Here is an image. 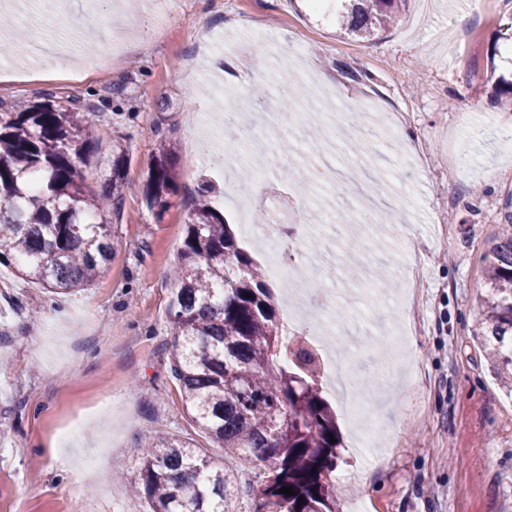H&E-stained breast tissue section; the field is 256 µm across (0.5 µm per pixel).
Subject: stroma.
Masks as SVG:
<instances>
[{
	"mask_svg": "<svg viewBox=\"0 0 512 512\" xmlns=\"http://www.w3.org/2000/svg\"><path fill=\"white\" fill-rule=\"evenodd\" d=\"M13 27L77 52L111 55L106 78L70 72L69 59L0 56V102L39 92L97 105V137L81 163L99 195L112 147L127 153L113 251L98 277L66 296L0 266V512H149L126 493L142 435L192 439L218 466L248 475L183 409L170 375L173 296L185 224L202 180L215 187L239 247L265 266L244 225L269 223L273 189L303 206L300 258L268 279L279 320L297 312L305 336L316 312L335 326L326 355L346 395L325 390L341 447L342 512H512V398L500 389L473 330L482 313L483 256L512 214V112L495 100L489 63L512 67V0H412L400 22L366 41L337 35L304 0H177L161 25L133 9L135 35L111 50L114 0H21ZM303 47L296 66L276 64ZM224 83L210 92L212 80ZM328 97L335 141L378 209L334 175L312 124L289 125L281 87ZM263 86L262 99L253 90ZM397 122L394 136L382 127ZM177 147L178 191L162 218L144 199L157 137ZM268 170L269 187L233 202L211 156ZM392 222L378 226L380 214ZM376 391L379 455L358 445L349 399ZM100 446L99 473L58 440Z\"/></svg>",
	"mask_w": 512,
	"mask_h": 512,
	"instance_id": "1",
	"label": "stroma"
}]
</instances>
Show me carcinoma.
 Returning a JSON list of instances; mask_svg holds the SVG:
<instances>
[{
  "label": "carcinoma",
  "instance_id": "obj_1",
  "mask_svg": "<svg viewBox=\"0 0 512 512\" xmlns=\"http://www.w3.org/2000/svg\"><path fill=\"white\" fill-rule=\"evenodd\" d=\"M344 35L371 39L391 27L408 0H335ZM512 110V80L496 84ZM98 111L45 97L0 106V265L69 295L90 285L112 255L102 216L107 197L83 189L78 163L88 153ZM126 152L112 157V194L123 181ZM177 152L165 138L151 159L144 199L165 209L177 193ZM191 210L168 315L170 373L186 413L224 455L254 465L253 479L211 461L189 439L149 435L140 447L131 491L152 512H220L247 498L249 512H340L331 475L339 438L336 413L322 395L315 353L286 343L264 276L237 245L207 201ZM482 316L474 333L512 396V234L499 237L485 260ZM291 487L293 495L279 492Z\"/></svg>",
  "mask_w": 512,
  "mask_h": 512
}]
</instances>
